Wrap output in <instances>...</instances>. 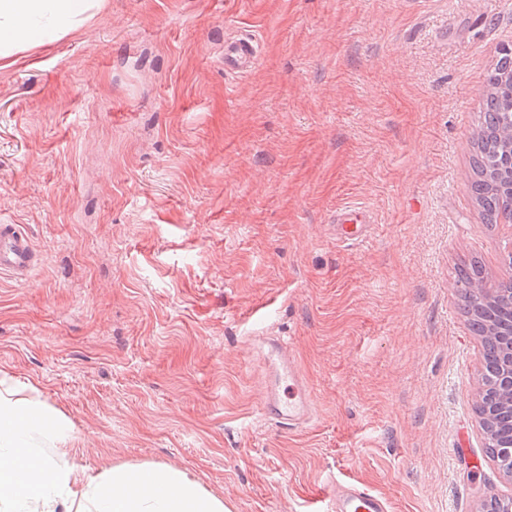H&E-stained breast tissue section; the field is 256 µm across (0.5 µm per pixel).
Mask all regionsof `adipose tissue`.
I'll return each instance as SVG.
<instances>
[{
    "instance_id": "adipose-tissue-1",
    "label": "adipose tissue",
    "mask_w": 512,
    "mask_h": 512,
    "mask_svg": "<svg viewBox=\"0 0 512 512\" xmlns=\"http://www.w3.org/2000/svg\"><path fill=\"white\" fill-rule=\"evenodd\" d=\"M104 0H0V61L88 24ZM0 372V512H230L189 471L160 464L116 465L96 475L63 463L72 427ZM51 442L55 455L43 454Z\"/></svg>"
}]
</instances>
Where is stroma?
Masks as SVG:
<instances>
[{
	"mask_svg": "<svg viewBox=\"0 0 512 512\" xmlns=\"http://www.w3.org/2000/svg\"><path fill=\"white\" fill-rule=\"evenodd\" d=\"M255 36L245 74L224 39ZM512 0H107L0 62V222L39 264L0 275V370L65 412L85 471L165 464L231 512H310L339 482L389 512L512 497L474 404L481 339L453 272H512L472 135ZM370 234L337 242V208ZM315 400L261 413L259 336Z\"/></svg>",
	"mask_w": 512,
	"mask_h": 512,
	"instance_id": "obj_1",
	"label": "stroma"
}]
</instances>
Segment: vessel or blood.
I'll use <instances>...</instances> for the list:
<instances>
[{
  "label": "vessel or blood",
  "mask_w": 512,
  "mask_h": 512,
  "mask_svg": "<svg viewBox=\"0 0 512 512\" xmlns=\"http://www.w3.org/2000/svg\"><path fill=\"white\" fill-rule=\"evenodd\" d=\"M260 55L252 36L242 35L225 41V71L243 74L251 70ZM336 238L354 243L366 237L369 223L366 213L342 207L336 211ZM37 265V255L28 236L17 224H0V273L16 280L27 279ZM262 360L269 370L263 397V413L280 428L293 430L312 417V394L278 336L262 339ZM332 512H388L386 500L371 488L360 484H340L331 499Z\"/></svg>",
  "instance_id": "b4317fda"
}]
</instances>
